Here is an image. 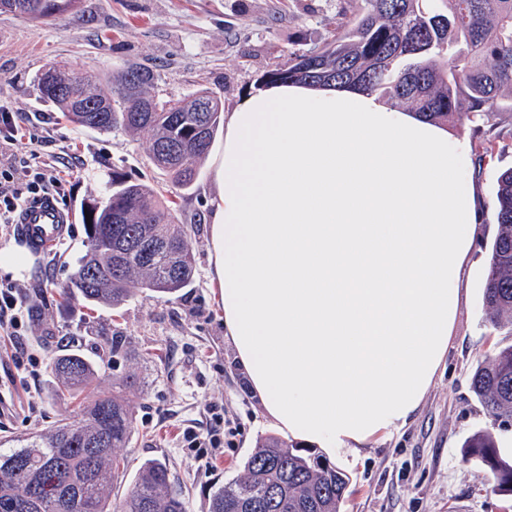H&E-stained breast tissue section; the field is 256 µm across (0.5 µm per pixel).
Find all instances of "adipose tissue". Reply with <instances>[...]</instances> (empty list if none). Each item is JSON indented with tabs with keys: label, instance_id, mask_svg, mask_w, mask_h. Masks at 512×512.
<instances>
[{
	"label": "adipose tissue",
	"instance_id": "1",
	"mask_svg": "<svg viewBox=\"0 0 512 512\" xmlns=\"http://www.w3.org/2000/svg\"><path fill=\"white\" fill-rule=\"evenodd\" d=\"M465 142L358 88L243 97L213 163L212 278L265 415L328 456L413 418L448 354L483 201Z\"/></svg>",
	"mask_w": 512,
	"mask_h": 512
}]
</instances>
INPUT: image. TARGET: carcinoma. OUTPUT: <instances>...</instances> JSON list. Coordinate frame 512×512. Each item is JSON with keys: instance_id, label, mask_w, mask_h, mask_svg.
I'll return each instance as SVG.
<instances>
[{"instance_id": "cac0c4a2", "label": "carcinoma", "mask_w": 512, "mask_h": 512, "mask_svg": "<svg viewBox=\"0 0 512 512\" xmlns=\"http://www.w3.org/2000/svg\"><path fill=\"white\" fill-rule=\"evenodd\" d=\"M79 2L0 0V10L48 22ZM444 2L442 13L428 0H367V10L334 40L288 53L266 82L359 86L430 122L455 112H512V0ZM155 81L137 64L105 79L58 64L36 76L40 98L78 127L150 132L155 167L188 188L211 149L222 102L207 88L161 101L152 94ZM202 101L209 111H198ZM83 213L90 219L86 250L62 291L66 305L118 307L139 293L172 295L192 283V227L179 223L154 188L114 169L105 196L90 200ZM495 215L484 321L512 335V169L497 178ZM50 373L57 393L77 402V410L45 431L0 441V512H187L159 459L141 464L123 497L109 501L120 452L135 430L124 395L134 382L107 391L101 368L77 352L54 357ZM471 389L488 414L512 425V345L485 356ZM465 448V459L489 468L492 493L512 496V456L495 436L477 432ZM348 484L323 456L267 438L247 458L242 477L214 488L209 512H340Z\"/></svg>"}]
</instances>
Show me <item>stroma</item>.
<instances>
[{"label": "stroma", "mask_w": 512, "mask_h": 512, "mask_svg": "<svg viewBox=\"0 0 512 512\" xmlns=\"http://www.w3.org/2000/svg\"><path fill=\"white\" fill-rule=\"evenodd\" d=\"M365 0H81L60 20L36 23L0 11V110L32 122L31 138L0 144V151L43 161L69 182L61 208L80 213L102 196L119 169L156 182L150 135L77 127L40 101L33 79L53 63L108 75L128 63L157 69L160 99H179L206 87L220 95L224 112L256 90L288 53L331 40L342 23L364 11ZM446 127L451 139L486 143L490 151L472 160L469 175L486 211L478 226L473 265L453 327L452 346L413 421L375 439L360 455L337 451L332 463L350 478L341 512H512V498L492 494L490 473L465 460L463 446L475 432L494 430L501 448L512 450V429L494 421L473 396L472 373L486 354L512 344V337L485 323L482 284L489 245L497 233L494 188L512 168V112L456 113ZM212 165L203 162L191 190L173 189L177 215L192 225V283L163 298L143 293L120 308L66 307L61 293L85 252V227L74 221L65 242L32 255L15 234H0V250L19 253L14 272L0 269V284L12 285L27 303L31 321L21 336L0 334V439L42 431L69 416L55 396L48 373L58 354L78 352L100 364L110 378H133L136 417L123 454L127 470L115 487L125 491L141 463L159 458L183 492L188 512H209L215 486L239 476L261 439L276 435L224 334V312L211 279L209 201ZM122 350L113 353V342ZM25 347L37 366L16 369L12 356ZM218 406L232 443L211 449L210 465L183 446L184 430H205L210 406Z\"/></svg>", "instance_id": "35a3bbf8"}]
</instances>
